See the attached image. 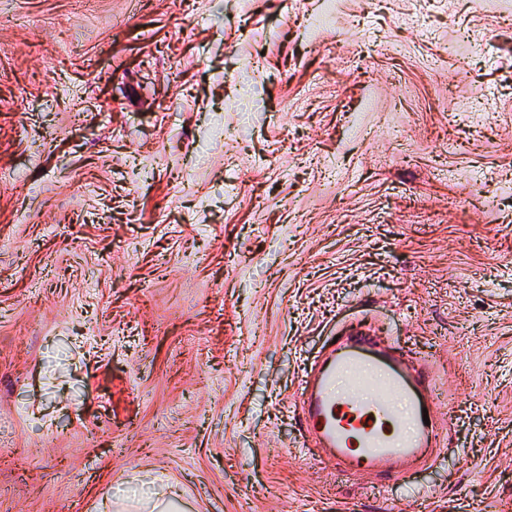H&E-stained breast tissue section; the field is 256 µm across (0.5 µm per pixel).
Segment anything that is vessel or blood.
Masks as SVG:
<instances>
[{
	"label": "vessel or blood",
	"mask_w": 512,
	"mask_h": 512,
	"mask_svg": "<svg viewBox=\"0 0 512 512\" xmlns=\"http://www.w3.org/2000/svg\"><path fill=\"white\" fill-rule=\"evenodd\" d=\"M300 398L306 430L337 472L385 466L402 480L429 461L434 429L423 412L436 405L430 383L366 333L332 343L302 380Z\"/></svg>",
	"instance_id": "1"
}]
</instances>
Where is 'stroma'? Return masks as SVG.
Segmentation results:
<instances>
[{"instance_id":"35a3bbf8","label":"stroma","mask_w":512,"mask_h":512,"mask_svg":"<svg viewBox=\"0 0 512 512\" xmlns=\"http://www.w3.org/2000/svg\"><path fill=\"white\" fill-rule=\"evenodd\" d=\"M0 0V512H512V0ZM429 371L336 473L329 337ZM332 343L318 367L302 380L300 398L306 431L336 472L357 475L388 466L395 478L410 477L427 454L434 435L436 406L426 375L401 354L384 352L363 332ZM346 375L350 387L336 391ZM364 388L373 389L364 394ZM394 399L405 403L399 413ZM423 408L430 425L423 422ZM410 425L413 433L404 428Z\"/></svg>"}]
</instances>
